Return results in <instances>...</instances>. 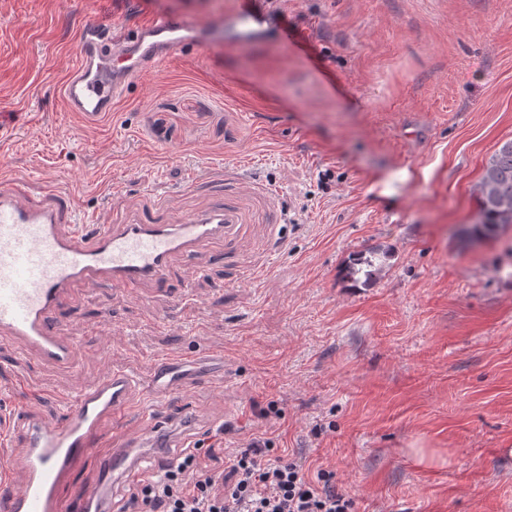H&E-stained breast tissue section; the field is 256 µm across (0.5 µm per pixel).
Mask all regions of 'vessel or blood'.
<instances>
[{"mask_svg":"<svg viewBox=\"0 0 512 512\" xmlns=\"http://www.w3.org/2000/svg\"><path fill=\"white\" fill-rule=\"evenodd\" d=\"M267 29L259 0H236L221 28L172 15L119 34L87 32L61 87L63 106L97 123L112 113L133 80L186 47L211 48L228 32L236 44L247 45L263 39ZM228 222L220 206L178 224L77 221L54 202H32L17 179L1 178L0 345L51 368L73 369L80 348L60 331L58 316L74 293L163 287L172 259L223 239ZM137 386L135 375L115 370L67 394L57 413L35 415L20 406L0 410V446L17 441L23 448L18 456L0 459V512H112L97 480L70 498L62 496L93 449L110 445L103 474L132 480L188 447L192 413L160 416L152 404L138 402ZM131 416L139 419L138 429H126Z\"/></svg>","mask_w":512,"mask_h":512,"instance_id":"vessel-or-blood-1","label":"vessel or blood"}]
</instances>
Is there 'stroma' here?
<instances>
[{"mask_svg":"<svg viewBox=\"0 0 512 512\" xmlns=\"http://www.w3.org/2000/svg\"><path fill=\"white\" fill-rule=\"evenodd\" d=\"M231 2L0 0V174L79 220L233 215L191 282L76 294L72 370L0 347V403L51 412L109 368L147 399L154 363L181 360L225 447L267 435L356 512H512V230L462 235L512 139V0H271L264 40L187 49L98 124L65 111L84 29L218 24ZM358 254L373 276L350 287Z\"/></svg>","mask_w":512,"mask_h":512,"instance_id":"obj_1","label":"stroma"}]
</instances>
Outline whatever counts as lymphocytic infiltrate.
Instances as JSON below:
<instances>
[{
	"mask_svg": "<svg viewBox=\"0 0 512 512\" xmlns=\"http://www.w3.org/2000/svg\"><path fill=\"white\" fill-rule=\"evenodd\" d=\"M270 447L262 436L242 450L196 440L175 463L130 482L119 512H355L333 471L310 470L302 458L268 460Z\"/></svg>",
	"mask_w": 512,
	"mask_h": 512,
	"instance_id": "obj_1",
	"label": "lymphocytic infiltrate"
}]
</instances>
